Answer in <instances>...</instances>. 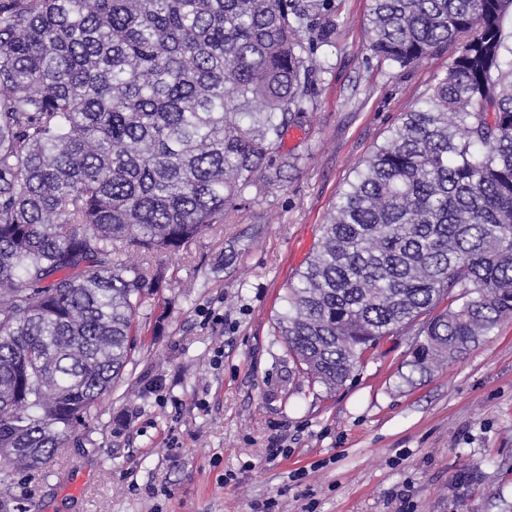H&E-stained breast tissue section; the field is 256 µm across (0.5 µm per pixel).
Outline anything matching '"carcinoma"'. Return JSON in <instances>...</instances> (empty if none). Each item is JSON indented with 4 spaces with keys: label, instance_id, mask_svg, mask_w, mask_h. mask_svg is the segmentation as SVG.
<instances>
[{
    "label": "carcinoma",
    "instance_id": "carcinoma-1",
    "mask_svg": "<svg viewBox=\"0 0 512 512\" xmlns=\"http://www.w3.org/2000/svg\"><path fill=\"white\" fill-rule=\"evenodd\" d=\"M332 0H0V486L119 381L175 260L260 186L335 47ZM512 0H371L369 49L448 71L370 155L288 288L299 371L342 387L416 330L408 384L512 316Z\"/></svg>",
    "mask_w": 512,
    "mask_h": 512
}]
</instances>
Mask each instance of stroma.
<instances>
[{
    "instance_id": "35a3bbf8",
    "label": "stroma",
    "mask_w": 512,
    "mask_h": 512,
    "mask_svg": "<svg viewBox=\"0 0 512 512\" xmlns=\"http://www.w3.org/2000/svg\"><path fill=\"white\" fill-rule=\"evenodd\" d=\"M336 47L316 75L298 160L263 198L171 263L144 343L99 404L90 443L0 497L20 512H506L512 506V318L469 354L403 385L412 336L383 339L329 393L298 373L276 319L338 190L437 79L448 56L401 69L367 49L369 0H335ZM288 454L269 459L273 447Z\"/></svg>"
}]
</instances>
